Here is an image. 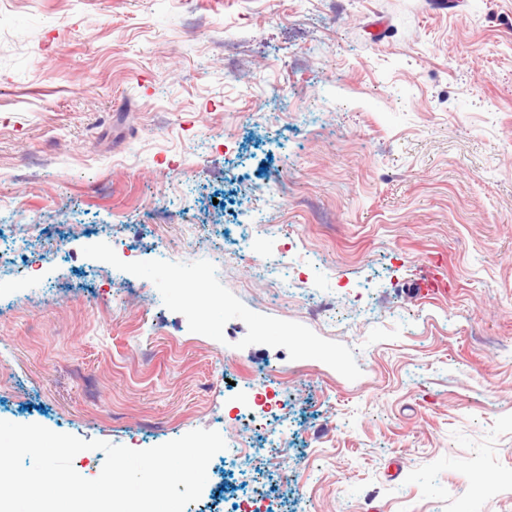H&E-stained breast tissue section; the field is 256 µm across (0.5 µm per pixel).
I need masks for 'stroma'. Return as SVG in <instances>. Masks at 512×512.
Returning <instances> with one entry per match:
<instances>
[{
	"mask_svg": "<svg viewBox=\"0 0 512 512\" xmlns=\"http://www.w3.org/2000/svg\"><path fill=\"white\" fill-rule=\"evenodd\" d=\"M0 420L219 431L185 512H512V0H0Z\"/></svg>",
	"mask_w": 512,
	"mask_h": 512,
	"instance_id": "35a3bbf8",
	"label": "stroma"
}]
</instances>
